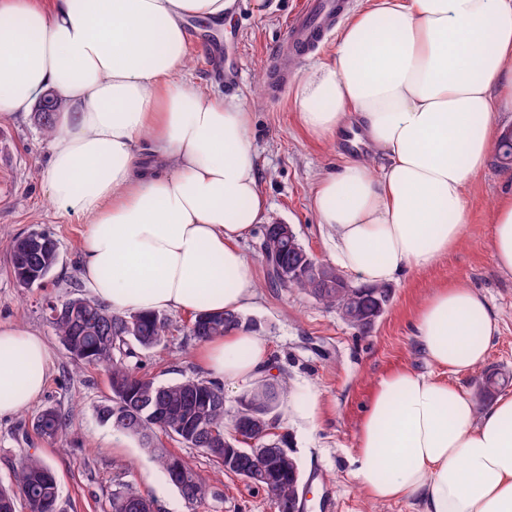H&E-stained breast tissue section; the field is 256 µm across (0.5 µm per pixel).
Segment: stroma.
Masks as SVG:
<instances>
[{"label":"stroma","instance_id":"35a3bbf8","mask_svg":"<svg viewBox=\"0 0 512 512\" xmlns=\"http://www.w3.org/2000/svg\"><path fill=\"white\" fill-rule=\"evenodd\" d=\"M302 0H275L265 14L255 13L250 0H236L223 29L192 19L196 35L189 45L193 72L202 88L235 95L254 108L251 140L258 155L260 186L269 202L268 222L290 224L314 257L328 260L330 243L319 224L310 197L317 179L335 170L350 155L345 139L319 141L299 126L293 106V85L319 62L327 60L336 43L328 33L310 53L287 64L288 80L272 92L271 78L279 60L275 51ZM224 50L229 75L218 78L210 55ZM50 154V139L33 113L0 119V323L35 332L52 353L47 385L23 412L0 418V483L9 484L23 456L36 454L53 467L61 512H111L115 482L130 484L155 500L159 512H274L272 503L242 478L224 473L196 448L166 441L171 452L191 462L209 486L202 506L186 503L166 480L153 457L134 437L123 447L112 445L115 430L102 424L98 406L110 395L109 379L100 369L82 368L70 360L42 307L74 293H85L83 237L85 227L67 217L45 197L40 174ZM512 168L491 160L468 189L470 222L461 245L438 258L426 271H411L390 284V303L368 335L347 325L335 309L296 289L271 287L258 235L242 245L256 275V298L242 315L250 330L267 347L270 376L286 378L288 391L276 412L277 433L286 435L302 488L310 489L308 512H418L411 500L374 502L356 484L351 471L358 426L373 386L390 367L401 364L420 373L431 367L412 333L414 311L438 285L456 281L483 293L499 319L486 363L461 384L478 405L495 390L485 388L486 374H512V276L494 264L490 247V207ZM30 230L52 236L59 261L43 287H19L10 272L9 241ZM169 327L161 342L140 352L143 373L160 383L204 377L200 343L187 334L191 316L165 311ZM316 404V418L305 409ZM54 407L70 420L66 437H41L33 423L38 413Z\"/></svg>","mask_w":512,"mask_h":512}]
</instances>
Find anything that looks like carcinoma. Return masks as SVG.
Segmentation results:
<instances>
[{"mask_svg": "<svg viewBox=\"0 0 512 512\" xmlns=\"http://www.w3.org/2000/svg\"><path fill=\"white\" fill-rule=\"evenodd\" d=\"M43 111L38 113L42 130L53 132L62 100L53 91L40 100ZM265 238V262L270 281H275V254L280 253L285 263L296 258L290 256L288 245L262 228ZM58 244L50 239L41 247H33L28 239L19 235L10 242V260L17 284L38 286L58 263ZM288 287L303 291L322 304L334 308L336 302L349 296V291L336 288L334 281H317L311 277L294 276ZM75 314L64 315L51 325L59 337L68 357L85 367L102 369L109 376L111 396L98 406V416L106 424L137 438L159 465L167 481L190 504L200 503L208 495L206 480L188 460L170 452L161 436L197 448L207 454L219 467H224V441L246 447L271 446L288 458L290 454L284 439H275L267 429L271 414L279 406L281 394L287 389L286 379L268 378L256 382L246 393L248 404L261 418V427L241 431L238 441L225 430L228 410L224 407V389L217 383L196 377L161 384L139 371L131 362L137 351L157 345L165 333L167 320L157 313L112 312L104 303L80 294L65 299ZM245 324L238 312L198 313L188 326V335L204 343L222 336L234 327ZM36 431L49 438L67 434L68 420L57 410L47 408L37 417ZM244 470L266 468L263 478L252 488L263 493L284 512L295 509L300 487V474L289 464L285 468L266 467L265 457L252 454L240 457ZM25 501L32 512H59V489L51 465L43 458L29 455L14 472V482L0 485V512H16V503ZM150 499L130 485L118 482L112 490V512H139V506Z\"/></svg>", "mask_w": 512, "mask_h": 512, "instance_id": "carcinoma-1", "label": "carcinoma"}]
</instances>
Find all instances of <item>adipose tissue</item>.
Instances as JSON below:
<instances>
[{
  "label": "adipose tissue",
  "mask_w": 512,
  "mask_h": 512,
  "mask_svg": "<svg viewBox=\"0 0 512 512\" xmlns=\"http://www.w3.org/2000/svg\"><path fill=\"white\" fill-rule=\"evenodd\" d=\"M234 0H0V118L46 90L67 103L42 174L58 209L85 224L83 278L115 313L241 311L256 278L241 244L268 202L250 105L203 91L186 21H223ZM301 128L331 140L359 129L368 153L319 178L312 208L336 263L386 286L457 249L467 189L512 112V0H377L336 36L294 94ZM496 266L512 275V180L490 221ZM412 329L436 374L384 373L360 420L353 477L378 501L419 512H512V392L478 406L457 377L483 365L498 330L479 291L450 281ZM225 384L258 378L265 344L246 328L206 342ZM50 351L0 324V417L42 394Z\"/></svg>",
  "instance_id": "obj_1"
}]
</instances>
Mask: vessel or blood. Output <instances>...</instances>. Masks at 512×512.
<instances>
[{
	"instance_id": "obj_1",
	"label": "vessel or blood",
	"mask_w": 512,
	"mask_h": 512,
	"mask_svg": "<svg viewBox=\"0 0 512 512\" xmlns=\"http://www.w3.org/2000/svg\"><path fill=\"white\" fill-rule=\"evenodd\" d=\"M346 8L347 0H303L278 54L288 56L316 48Z\"/></svg>"
}]
</instances>
